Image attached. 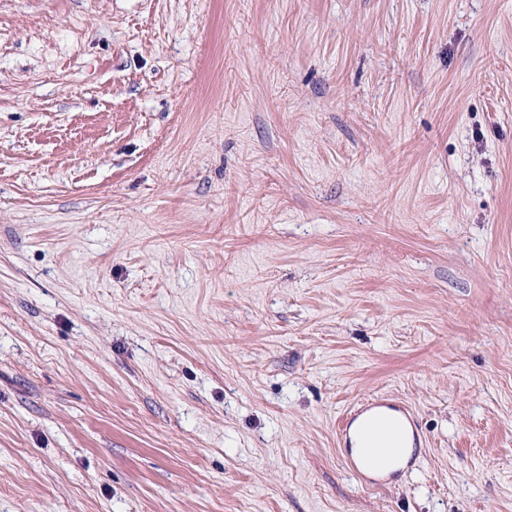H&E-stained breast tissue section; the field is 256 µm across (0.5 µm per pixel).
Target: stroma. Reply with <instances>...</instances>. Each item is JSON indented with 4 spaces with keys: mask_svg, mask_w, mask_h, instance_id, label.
<instances>
[{
    "mask_svg": "<svg viewBox=\"0 0 512 512\" xmlns=\"http://www.w3.org/2000/svg\"><path fill=\"white\" fill-rule=\"evenodd\" d=\"M0 512H512V0H0ZM373 409H384L391 413L378 415L363 425L360 434L364 443L362 448L363 454L366 457L371 458L381 452L382 445L377 439V429L380 428L386 432H388L390 428L398 430L400 425V421L398 419L401 420V418H404L412 429L411 436L410 429L407 426L404 427L402 447L397 449L395 455L392 458L376 466L368 465L363 461L361 450L358 446L359 442L357 436L352 432L351 443L353 448H350V450L353 459L359 465L361 470L370 477H386L401 468L407 461L413 450V448H411L412 438L415 446L417 445V442L420 445L422 438L419 424L408 408L377 398L363 404L357 409L344 410L341 413L337 422V434L340 440H346L347 437L350 436L353 425L360 418V416L365 412Z\"/></svg>",
    "mask_w": 512,
    "mask_h": 512,
    "instance_id": "1",
    "label": "stroma"
}]
</instances>
